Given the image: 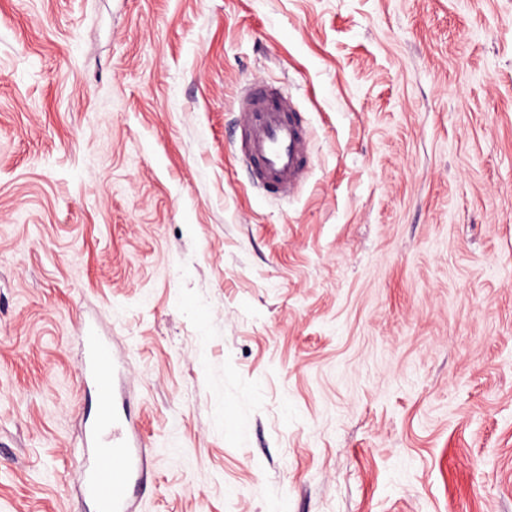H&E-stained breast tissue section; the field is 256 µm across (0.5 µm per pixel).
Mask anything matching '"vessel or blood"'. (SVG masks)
<instances>
[{
    "label": "vessel or blood",
    "instance_id": "obj_1",
    "mask_svg": "<svg viewBox=\"0 0 512 512\" xmlns=\"http://www.w3.org/2000/svg\"><path fill=\"white\" fill-rule=\"evenodd\" d=\"M242 123L241 155L252 182L293 195L313 162L311 134L290 96L261 85L243 88L237 98ZM80 383L96 396L97 408L82 439L84 495L94 512H135L130 490L146 484L150 451L134 443L136 427L117 409V360L110 342L86 325Z\"/></svg>",
    "mask_w": 512,
    "mask_h": 512
}]
</instances>
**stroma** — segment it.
<instances>
[{
  "instance_id": "35a3bbf8",
  "label": "stroma",
  "mask_w": 512,
  "mask_h": 512,
  "mask_svg": "<svg viewBox=\"0 0 512 512\" xmlns=\"http://www.w3.org/2000/svg\"><path fill=\"white\" fill-rule=\"evenodd\" d=\"M85 321L138 512H512V0H0V512H86ZM242 123L241 155L252 182L292 196L313 162L310 131L290 96L261 85L243 88L237 98Z\"/></svg>"
}]
</instances>
